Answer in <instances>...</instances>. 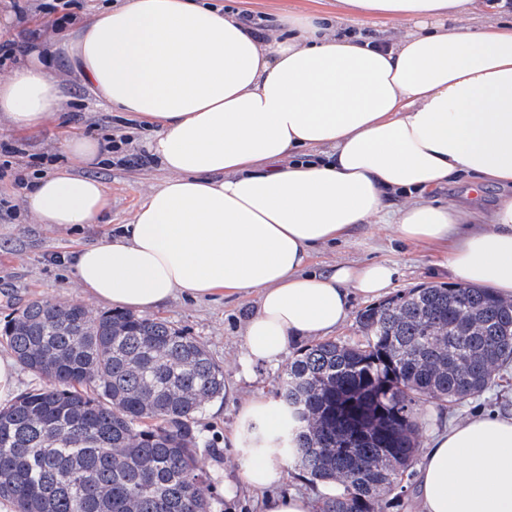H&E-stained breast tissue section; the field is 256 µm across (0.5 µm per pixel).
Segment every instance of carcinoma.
<instances>
[{"label":"carcinoma","instance_id":"carcinoma-1","mask_svg":"<svg viewBox=\"0 0 512 512\" xmlns=\"http://www.w3.org/2000/svg\"><path fill=\"white\" fill-rule=\"evenodd\" d=\"M362 340L316 342L275 392L282 451L343 492L323 512L404 506L417 415L461 402L512 361V301L468 284L398 293L358 315ZM46 380L0 407V499L15 512H213L196 426L224 371L163 319L35 299L0 330Z\"/></svg>","mask_w":512,"mask_h":512}]
</instances>
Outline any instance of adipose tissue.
Returning a JSON list of instances; mask_svg holds the SVG:
<instances>
[{
  "label": "adipose tissue",
  "mask_w": 512,
  "mask_h": 512,
  "mask_svg": "<svg viewBox=\"0 0 512 512\" xmlns=\"http://www.w3.org/2000/svg\"><path fill=\"white\" fill-rule=\"evenodd\" d=\"M342 16L284 9L271 33L209 0H121L69 26L0 79V113L33 130L62 110L50 73L71 60L111 111L146 122L168 177L133 220L73 253L84 293L147 314L181 294H256L244 359L342 326L353 296H385L386 262L309 271L313 251L359 224L401 241L457 236L447 265L512 299V196L490 214L432 204L459 173L512 185V28L469 30L478 0H338ZM403 25L371 35L377 23ZM42 224H98L105 185L72 168L34 178ZM284 461L245 462L263 512H319L339 493L269 494ZM418 512H512V411L437 428L417 463Z\"/></svg>",
  "instance_id": "obj_1"
}]
</instances>
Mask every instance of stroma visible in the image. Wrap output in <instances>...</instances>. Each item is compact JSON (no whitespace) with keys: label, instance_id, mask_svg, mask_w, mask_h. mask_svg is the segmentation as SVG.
Masks as SVG:
<instances>
[{"label":"stroma","instance_id":"obj_1","mask_svg":"<svg viewBox=\"0 0 512 512\" xmlns=\"http://www.w3.org/2000/svg\"><path fill=\"white\" fill-rule=\"evenodd\" d=\"M222 8H244L254 17L271 15L283 6H296L335 12L336 0H212ZM52 75L66 94L64 113L48 121L40 129L21 132L0 117V141H17L28 153L55 156L57 165L73 166L64 150L65 139L83 132L98 138H116L127 134L128 145L112 152L94 165L82 166L84 175L103 182L111 206L102 223L71 227L40 224L23 206L24 191L14 184L13 176L0 179V327L29 301L34 299L80 303L92 313L105 312L103 303L88 299L78 288L63 258L72 250L97 241L111 227L129 223L142 199L165 176L158 164L146 161L145 146L152 133L145 125H131L117 120L105 105L94 98L87 86L75 75L66 60H59ZM502 189L494 184H479L463 175L455 182L430 194L431 202L457 204L491 210ZM448 246L444 243L404 244L396 238L390 224H362L346 239L319 248L311 259L315 272L326 271L339 263L362 264L385 261L397 273L391 293H401L427 285L448 284L452 274L447 268ZM255 309L251 296L216 295L195 302L181 297L157 310L175 327L195 337L212 354L224 371L223 398L207 405L198 419V427L218 453L206 457L205 466L213 482V512H261L262 497L239 485L238 474L246 459L261 461L262 452L251 446L252 431L240 423L241 406L256 394L272 396L276 381L298 351L309 346L301 338L289 343L280 360L274 364L247 365L243 359L244 325ZM512 408V367L501 372L486 393L470 397L454 405L434 401L422 406L418 415L420 446H427L433 430L443 424L462 419L479 410ZM239 433L242 445L227 444L230 433ZM232 484L233 498H226L225 484Z\"/></svg>","mask_w":512,"mask_h":512}]
</instances>
